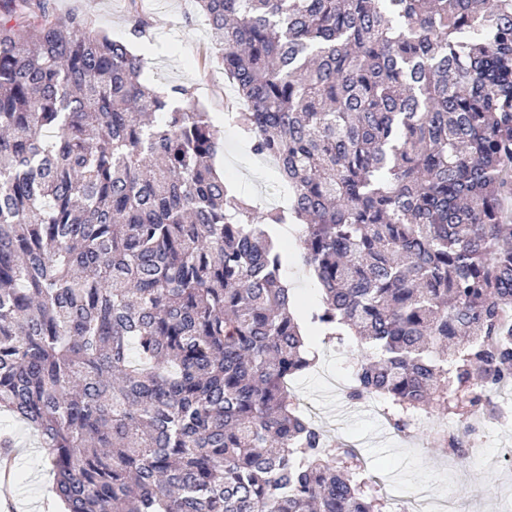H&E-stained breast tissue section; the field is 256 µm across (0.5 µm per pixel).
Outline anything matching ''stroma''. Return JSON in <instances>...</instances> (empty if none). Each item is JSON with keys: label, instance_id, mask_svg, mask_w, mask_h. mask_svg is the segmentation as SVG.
Returning a JSON list of instances; mask_svg holds the SVG:
<instances>
[{"label": "stroma", "instance_id": "1", "mask_svg": "<svg viewBox=\"0 0 512 512\" xmlns=\"http://www.w3.org/2000/svg\"><path fill=\"white\" fill-rule=\"evenodd\" d=\"M50 13L58 18L82 15L94 28L123 40H132L136 19L146 21L147 38L132 42L146 58L147 82L165 88L192 87L196 101L224 133L215 165L226 182L264 205H287L288 194L276 184L272 167L251 152L247 137L232 118L244 110V103L223 72L199 63L208 48V32L195 0H50ZM309 345L320 359L317 367L293 380L295 396L300 405L313 408L316 424L332 441L359 448L368 461L366 476L372 489L391 486L411 496L422 487H447L452 502L463 512H486V497L492 493L512 499V462L507 459L512 419L492 423L486 434L487 453L480 462L457 459L438 435L439 429L451 425L446 415L432 412L423 428L405 435L366 410L364 401L351 399L348 390L328 387L330 375L352 380L355 364L365 354L361 346L345 342L342 359L335 361L323 356L320 337H311ZM18 441V477L9 486L17 512H44L52 485L44 452L26 432H19Z\"/></svg>", "mask_w": 512, "mask_h": 512}]
</instances>
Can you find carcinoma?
<instances>
[{"mask_svg":"<svg viewBox=\"0 0 512 512\" xmlns=\"http://www.w3.org/2000/svg\"><path fill=\"white\" fill-rule=\"evenodd\" d=\"M0 7L42 15L0 23V413L61 512H391L288 383L311 330L377 351L351 397L398 432L512 382V0H197L288 188L262 213L192 88L48 0ZM290 261L288 263L287 278L291 288H295L299 302L303 306H314L320 299L316 281L303 269L298 257V244L288 249Z\"/></svg>","mask_w":512,"mask_h":512,"instance_id":"cac0c4a2","label":"carcinoma"}]
</instances>
